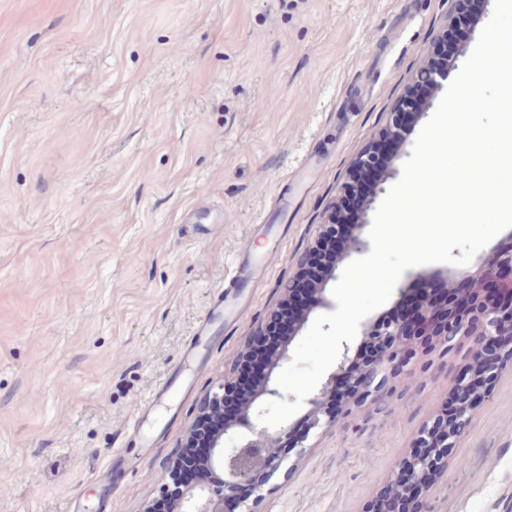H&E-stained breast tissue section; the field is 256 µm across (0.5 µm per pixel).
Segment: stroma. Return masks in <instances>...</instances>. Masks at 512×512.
Masks as SVG:
<instances>
[{"mask_svg": "<svg viewBox=\"0 0 512 512\" xmlns=\"http://www.w3.org/2000/svg\"><path fill=\"white\" fill-rule=\"evenodd\" d=\"M453 8L0 0V512H143L158 496ZM246 253L263 265L244 284ZM235 291L236 318L196 337ZM468 362L432 358L423 387L293 459L255 512H368ZM420 502L512 512V361Z\"/></svg>", "mask_w": 512, "mask_h": 512, "instance_id": "stroma-1", "label": "stroma"}]
</instances>
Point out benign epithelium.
Here are the masks:
<instances>
[{
    "label": "benign epithelium",
    "instance_id": "1",
    "mask_svg": "<svg viewBox=\"0 0 512 512\" xmlns=\"http://www.w3.org/2000/svg\"><path fill=\"white\" fill-rule=\"evenodd\" d=\"M405 139L390 159L376 170L374 148L365 150L352 164L343 193L358 192L359 207L356 212L332 208L326 223L320 225L315 243L304 254L299 272L284 285L283 298L271 312L268 322L260 325L248 337L224 381L216 390L207 394L200 414L224 407L228 389L241 383L242 367L262 358L260 340L266 335L269 322L288 305V338L283 347L267 363L264 379L248 395L240 411L226 418L224 429L211 434L194 423L209 453L202 462H191L187 469L200 467L217 476L215 481L197 484L188 490L182 473L166 472L163 478V495L175 496L178 512H224V504L235 503V512H253L250 499L240 495L243 486L250 487L252 496H262L271 477L282 469L291 451L300 456L310 447L308 441L343 424L344 416L355 407L385 408V401L393 396L394 381L403 373L418 371L422 359L437 352L442 356L462 348L472 352L485 342L498 336H512V250H499L487 258L482 266L471 273L455 270L446 278L419 274L408 278L397 287L394 308H406L405 318L378 322L361 332L352 343H342V353L313 393L304 401V413L297 422H285L276 428L259 423L257 415L263 403L273 399L295 401L275 385V370L290 359L289 350L295 338L309 321L311 315L332 307L328 285L336 280L340 264L354 256H363L371 249L370 240L364 236L368 224L367 212L376 197L384 193V184L396 175L394 161L404 152ZM480 284L486 288L484 298L476 304L458 308L449 317L440 339L431 346L416 344L411 336L414 328L432 324L437 310L434 299L441 293L470 291ZM373 336L385 348L377 361L362 371L357 379L356 397L339 409L329 405L338 383L354 375L359 357L368 337ZM459 402L448 426L436 429L435 425L423 428L415 438L416 448H453L455 440L469 426L474 404L469 402L470 379L459 375L455 384ZM229 442L233 447L226 448ZM434 457L424 453L401 462L408 482L404 488L423 487L434 468Z\"/></svg>",
    "mask_w": 512,
    "mask_h": 512
}]
</instances>
